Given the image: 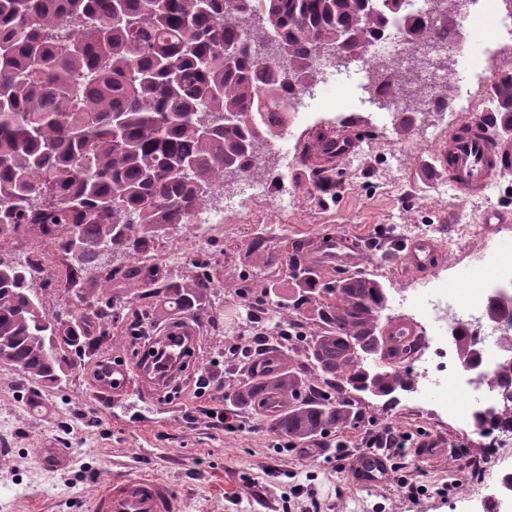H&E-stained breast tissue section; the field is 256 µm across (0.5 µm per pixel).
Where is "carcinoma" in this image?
Listing matches in <instances>:
<instances>
[{"label":"carcinoma","mask_w":512,"mask_h":512,"mask_svg":"<svg viewBox=\"0 0 512 512\" xmlns=\"http://www.w3.org/2000/svg\"><path fill=\"white\" fill-rule=\"evenodd\" d=\"M405 0H0V240L35 229L71 256L66 282L76 313L48 312L31 283L35 264L0 260V365L55 388L118 311L112 281L157 280L144 258L180 224H193L227 178L266 180L254 151L288 124L294 91L319 74L318 50L342 43L362 53L398 16L419 41L453 44L457 29L403 14ZM273 36L288 58L257 57ZM382 74L400 99L415 74L387 61ZM122 252L125 269L100 273ZM288 268L309 301L312 273ZM96 272V287L83 274ZM214 277L198 266L163 287L173 306L214 320ZM324 335L308 342L317 367L356 388L364 366L346 336L375 303L373 289L322 286ZM315 417L336 420L318 393Z\"/></svg>","instance_id":"obj_1"}]
</instances>
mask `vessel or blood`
Segmentation results:
<instances>
[{
  "label": "vessel or blood",
  "mask_w": 512,
  "mask_h": 512,
  "mask_svg": "<svg viewBox=\"0 0 512 512\" xmlns=\"http://www.w3.org/2000/svg\"><path fill=\"white\" fill-rule=\"evenodd\" d=\"M434 169L448 178L458 198L466 200L484 194L501 173L512 169V113L504 111L465 119L449 134L447 141L436 147ZM404 251L406 269L418 275L432 272L443 259L440 244L430 239L411 240L405 244ZM163 332L175 336L176 353L196 344L197 327L188 316L168 320ZM415 332V327L407 321L390 323L383 331L386 338L383 357L397 362L404 338ZM173 370L170 363L132 365L116 358L106 362L96 393L117 406L133 398L147 401L158 395ZM37 458L50 470H62L70 464L67 450L50 443L38 449ZM349 474L363 486L392 477L388 461L368 453L351 460ZM90 508L91 512H183V500L179 489L164 479L125 473L102 484L93 495Z\"/></svg>",
  "instance_id": "vessel-or-blood-1"
}]
</instances>
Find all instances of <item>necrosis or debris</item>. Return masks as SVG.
I'll return each instance as SVG.
<instances>
[{
    "instance_id": "4bbe7bcc",
    "label": "necrosis or debris",
    "mask_w": 512,
    "mask_h": 512,
    "mask_svg": "<svg viewBox=\"0 0 512 512\" xmlns=\"http://www.w3.org/2000/svg\"><path fill=\"white\" fill-rule=\"evenodd\" d=\"M466 19L473 28V48L458 64L479 74L489 61V47L500 43L498 0H478ZM454 274L462 280V287H449L447 277L439 275L406 289L398 299L399 308L419 330L418 335L408 337L401 353L403 364L412 370L407 393L421 404L433 405L437 417H448L475 432H493L496 470L492 484L497 491L477 501L461 498L457 512H486L490 505L495 512H512V494L500 490L502 482L512 477V416L482 417L485 408L506 406L512 396V381L484 385L457 367V336L463 331L475 335L481 364L495 366L501 361L502 341L512 335V317L488 324L483 313L492 300H506V290L512 287V241L501 240ZM452 388L458 393L454 400L448 397Z\"/></svg>"
}]
</instances>
